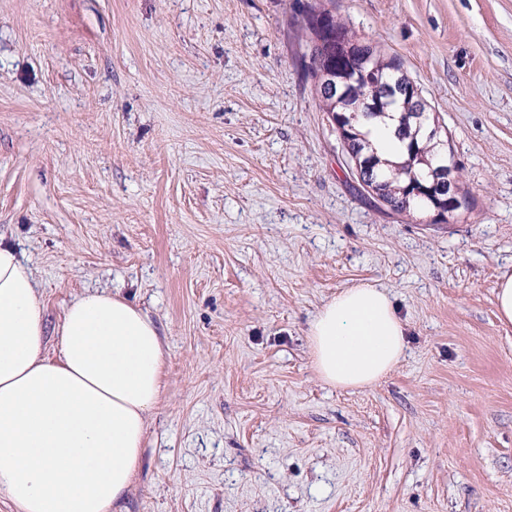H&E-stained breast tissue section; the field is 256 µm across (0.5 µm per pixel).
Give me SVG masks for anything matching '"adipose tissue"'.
Here are the masks:
<instances>
[{"label": "adipose tissue", "instance_id": "ef3b65f1", "mask_svg": "<svg viewBox=\"0 0 512 512\" xmlns=\"http://www.w3.org/2000/svg\"><path fill=\"white\" fill-rule=\"evenodd\" d=\"M47 354L31 271L0 242V497L16 512H123L141 465L166 353L155 323L106 292L74 299ZM313 368L363 389L404 358L406 328L389 293L343 290L312 317Z\"/></svg>", "mask_w": 512, "mask_h": 512}]
</instances>
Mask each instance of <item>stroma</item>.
Listing matches in <instances>:
<instances>
[{
  "mask_svg": "<svg viewBox=\"0 0 512 512\" xmlns=\"http://www.w3.org/2000/svg\"><path fill=\"white\" fill-rule=\"evenodd\" d=\"M307 0H0V238L48 327L120 295L169 356L126 512H512V0H330L447 126L470 209L358 187ZM390 294L405 359L315 374L308 324ZM499 319L512 323V274H504L496 295Z\"/></svg>",
  "mask_w": 512,
  "mask_h": 512,
  "instance_id": "35a3bbf8",
  "label": "stroma"
}]
</instances>
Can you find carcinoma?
Listing matches in <instances>:
<instances>
[{
	"label": "carcinoma",
	"instance_id": "1",
	"mask_svg": "<svg viewBox=\"0 0 512 512\" xmlns=\"http://www.w3.org/2000/svg\"><path fill=\"white\" fill-rule=\"evenodd\" d=\"M317 13L325 17L332 33L353 44L351 55L343 61L345 81L336 87V95H319L320 108L351 119L354 133L344 149L349 157L366 164L362 179L377 199L396 214L430 211L429 198L414 194V190L415 183L427 170V161L437 152L436 142L420 130L435 121L431 107L423 95L402 89L403 70L397 58L381 55L324 5H306L295 17V23L301 27L304 20ZM391 112L398 113L401 155L397 163L381 160L369 143L368 132L364 131L373 119Z\"/></svg>",
	"mask_w": 512,
	"mask_h": 512
}]
</instances>
